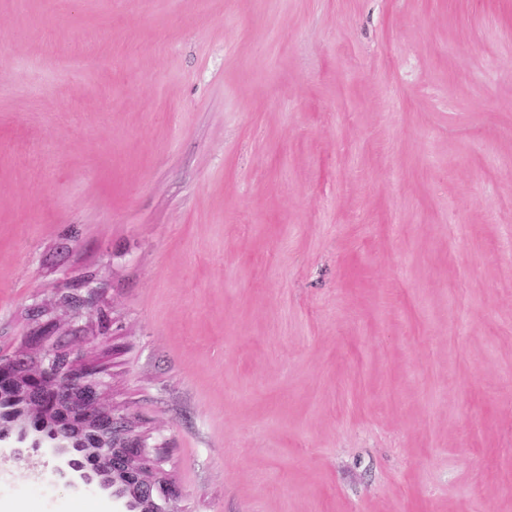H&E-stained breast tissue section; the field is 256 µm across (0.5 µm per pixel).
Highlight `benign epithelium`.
Listing matches in <instances>:
<instances>
[{"mask_svg": "<svg viewBox=\"0 0 512 512\" xmlns=\"http://www.w3.org/2000/svg\"><path fill=\"white\" fill-rule=\"evenodd\" d=\"M100 387L95 368L76 369L63 353L0 356V397L18 402L0 407V445L46 449L59 478L108 492L126 512H175L171 481L128 422L101 405Z\"/></svg>", "mask_w": 512, "mask_h": 512, "instance_id": "1", "label": "benign epithelium"}]
</instances>
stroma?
Returning <instances> with one entry per match:
<instances>
[{"label": "stroma", "instance_id": "1", "mask_svg": "<svg viewBox=\"0 0 512 512\" xmlns=\"http://www.w3.org/2000/svg\"><path fill=\"white\" fill-rule=\"evenodd\" d=\"M47 349L176 512H512V0H0V354ZM55 464L0 447V512H119Z\"/></svg>", "mask_w": 512, "mask_h": 512}]
</instances>
